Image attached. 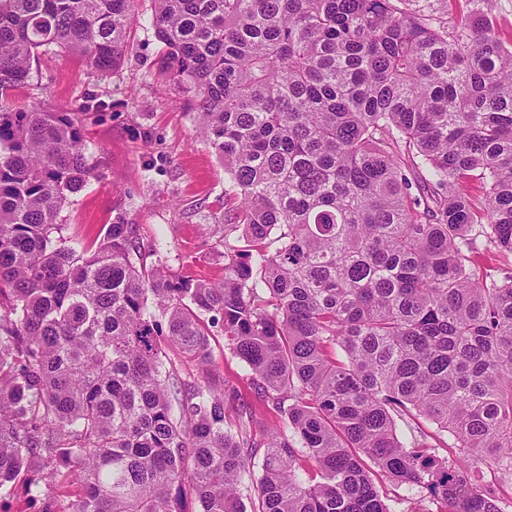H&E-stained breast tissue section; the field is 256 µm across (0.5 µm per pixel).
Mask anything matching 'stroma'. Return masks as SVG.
<instances>
[{
    "label": "stroma",
    "mask_w": 512,
    "mask_h": 512,
    "mask_svg": "<svg viewBox=\"0 0 512 512\" xmlns=\"http://www.w3.org/2000/svg\"><path fill=\"white\" fill-rule=\"evenodd\" d=\"M139 11L124 61L112 75L97 76L74 57L43 53L8 103H41L60 112L88 96L103 104L101 116L84 127L98 178L59 218L71 246L83 247L120 216L139 225L144 241L157 244L171 269L217 282L224 276V166L200 137L185 94L158 75L161 50L149 0H142ZM465 19L489 21L512 46V0H448L449 26ZM210 351L220 377L239 392L228 413L252 409L266 416L222 332L211 336Z\"/></svg>",
    "instance_id": "obj_1"
}]
</instances>
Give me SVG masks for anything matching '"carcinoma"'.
Returning a JSON list of instances; mask_svg holds the SVG:
<instances>
[{
    "label": "carcinoma",
    "instance_id": "cac0c4a2",
    "mask_svg": "<svg viewBox=\"0 0 512 512\" xmlns=\"http://www.w3.org/2000/svg\"><path fill=\"white\" fill-rule=\"evenodd\" d=\"M447 14L152 0L159 76L197 100L227 174L219 282L172 272L120 216L68 245L57 218L96 177L82 129L101 104L0 106V489L38 467L39 512H396L408 497L386 503L381 476L444 512H503L465 455L512 477V275L470 256L476 226L512 254V47ZM137 16L0 0V100L40 49L113 73ZM213 327L281 425L226 415ZM169 343L203 373L175 407ZM447 434L464 455L438 454Z\"/></svg>",
    "mask_w": 512,
    "mask_h": 512
}]
</instances>
